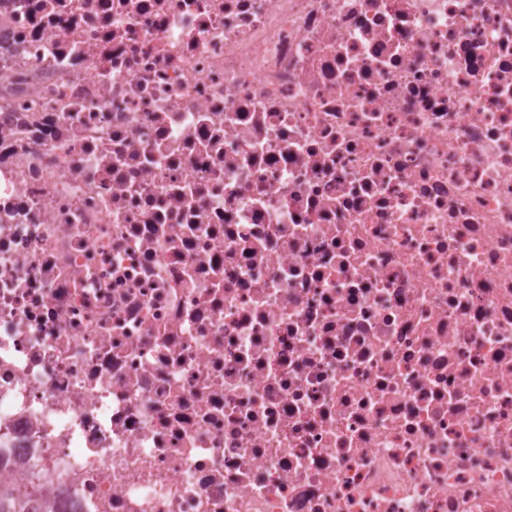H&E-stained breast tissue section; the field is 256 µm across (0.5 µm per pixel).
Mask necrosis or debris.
<instances>
[{
  "mask_svg": "<svg viewBox=\"0 0 512 512\" xmlns=\"http://www.w3.org/2000/svg\"><path fill=\"white\" fill-rule=\"evenodd\" d=\"M0 484L512 512V0H0Z\"/></svg>",
  "mask_w": 512,
  "mask_h": 512,
  "instance_id": "obj_1",
  "label": "necrosis or debris"
}]
</instances>
